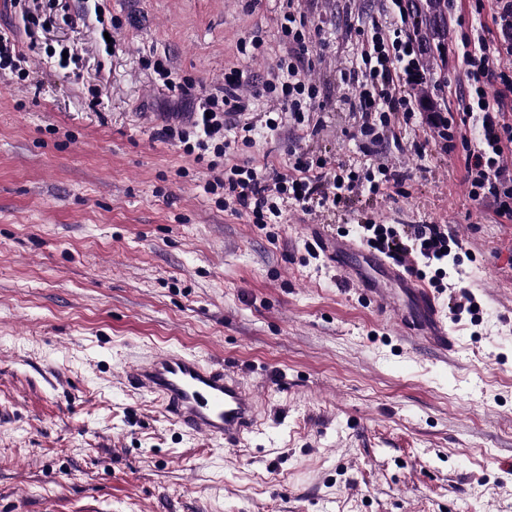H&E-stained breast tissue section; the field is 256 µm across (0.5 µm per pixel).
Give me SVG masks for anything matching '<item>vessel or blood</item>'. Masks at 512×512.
<instances>
[{"instance_id": "1", "label": "vessel or blood", "mask_w": 512, "mask_h": 512, "mask_svg": "<svg viewBox=\"0 0 512 512\" xmlns=\"http://www.w3.org/2000/svg\"><path fill=\"white\" fill-rule=\"evenodd\" d=\"M366 262L387 283L410 289L419 322L413 331L448 351L454 339L436 297L426 284L408 277L402 266L370 256ZM124 379L132 389L155 396L164 413L190 433H203L234 449L259 425L254 393L223 367L181 352L163 351L131 363Z\"/></svg>"}]
</instances>
